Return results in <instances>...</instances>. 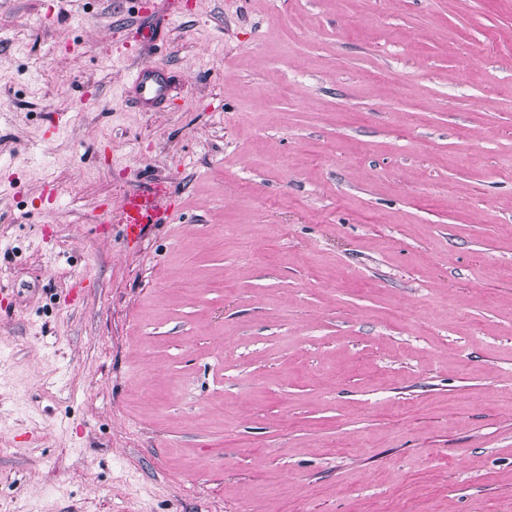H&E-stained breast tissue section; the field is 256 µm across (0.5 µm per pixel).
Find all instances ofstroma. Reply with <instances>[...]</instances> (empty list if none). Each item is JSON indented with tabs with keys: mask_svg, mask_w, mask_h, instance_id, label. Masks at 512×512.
<instances>
[{
	"mask_svg": "<svg viewBox=\"0 0 512 512\" xmlns=\"http://www.w3.org/2000/svg\"><path fill=\"white\" fill-rule=\"evenodd\" d=\"M0 512H512V0H0ZM130 87L135 101L144 112H154L170 100V76L166 66L158 63L141 65L134 74ZM156 192L133 190L126 194L122 208L129 241L142 237L145 224L169 223L170 213L163 210L156 200Z\"/></svg>",
	"mask_w": 512,
	"mask_h": 512,
	"instance_id": "35a3bbf8",
	"label": "stroma"
}]
</instances>
